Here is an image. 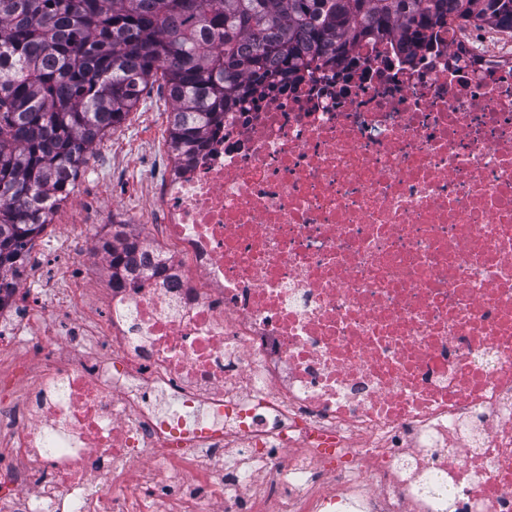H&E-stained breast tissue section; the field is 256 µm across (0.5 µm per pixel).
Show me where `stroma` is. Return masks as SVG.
<instances>
[{
  "label": "stroma",
  "mask_w": 512,
  "mask_h": 512,
  "mask_svg": "<svg viewBox=\"0 0 512 512\" xmlns=\"http://www.w3.org/2000/svg\"><path fill=\"white\" fill-rule=\"evenodd\" d=\"M170 107L166 92L151 89L126 121L89 151L87 162L80 171L73 192L83 200L87 211L84 221L91 224L92 230L85 238H73L66 222L71 205L63 203L55 211L51 224L36 238L30 251L23 273L27 287L48 293L53 279L65 277L71 260L76 259L82 266L85 290L98 288L107 275V267L96 247L101 239L112 235L111 225L101 223L100 218L107 211L111 212L113 218H121L124 211L134 205L135 199L111 194L107 181L98 176L97 170L110 160L113 145L140 139L157 121L162 111Z\"/></svg>",
  "instance_id": "stroma-1"
}]
</instances>
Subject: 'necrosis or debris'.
I'll list each match as a JSON object with an SVG mask.
<instances>
[{"label":"necrosis or debris","instance_id":"1","mask_svg":"<svg viewBox=\"0 0 512 512\" xmlns=\"http://www.w3.org/2000/svg\"><path fill=\"white\" fill-rule=\"evenodd\" d=\"M159 136L102 304L0 372V512H512V32L363 40Z\"/></svg>","mask_w":512,"mask_h":512}]
</instances>
